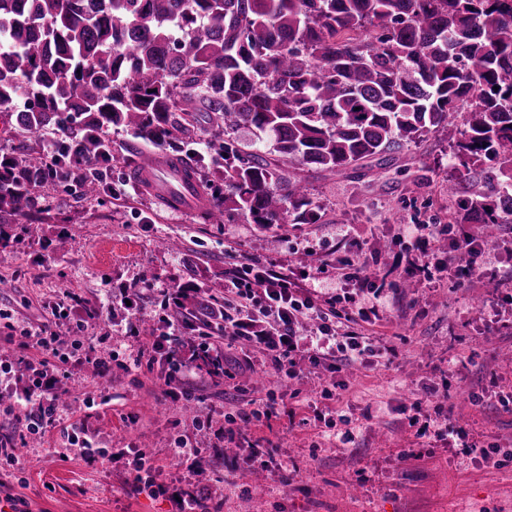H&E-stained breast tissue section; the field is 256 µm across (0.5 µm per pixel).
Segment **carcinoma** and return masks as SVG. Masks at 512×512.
<instances>
[{
  "instance_id": "1",
  "label": "carcinoma",
  "mask_w": 512,
  "mask_h": 512,
  "mask_svg": "<svg viewBox=\"0 0 512 512\" xmlns=\"http://www.w3.org/2000/svg\"><path fill=\"white\" fill-rule=\"evenodd\" d=\"M26 99L24 109L16 101ZM0 112L59 139L0 149V224L112 165V128L174 157L212 210L314 224L304 180L384 168L454 130L457 224L512 222V0H0ZM251 127L266 153L239 146Z\"/></svg>"
}]
</instances>
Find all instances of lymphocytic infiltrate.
<instances>
[{"mask_svg":"<svg viewBox=\"0 0 512 512\" xmlns=\"http://www.w3.org/2000/svg\"><path fill=\"white\" fill-rule=\"evenodd\" d=\"M414 230L415 247L425 262L408 263L403 269L405 276L420 273L430 279L443 272L452 278L478 276L477 259L485 252L479 228L452 224L444 230L436 224H418ZM441 234L447 235L449 242L444 258L438 257L431 247L432 240ZM341 276L353 285V293L341 300L322 298L286 272L240 263L224 280L220 307L204 312L209 322L221 326L220 335L200 337L188 356L183 353L185 339L180 317L188 298L177 288L167 293L164 331L122 354L113 351L101 356L94 346L79 339L65 347L45 326L21 327L18 349L24 354L22 363L28 380L16 391L13 403L4 412L12 416L21 433L41 436L59 429L69 444L79 446L85 460L94 461L106 457L107 449L96 447L90 439L79 438L75 426L64 424L60 414L57 390L69 364L90 366L102 379L111 377L116 366L136 373L160 369L162 396L177 401L191 396L193 380L227 376L226 352L239 344L244 347L243 361L262 355L278 377L288 379L299 374L296 357L300 354L307 357L311 366L324 363L336 370L366 360L375 355L376 345L364 328L379 321L380 314L377 306H365L357 294L362 290L377 294L381 287L377 278L369 274L364 259L345 261ZM306 317L318 319L319 325L315 333L303 336L298 334L296 325Z\"/></svg>","mask_w":512,"mask_h":512,"instance_id":"lymphocytic-infiltrate-1","label":"lymphocytic infiltrate"}]
</instances>
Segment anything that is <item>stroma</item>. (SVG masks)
Instances as JSON below:
<instances>
[{
	"mask_svg": "<svg viewBox=\"0 0 512 512\" xmlns=\"http://www.w3.org/2000/svg\"><path fill=\"white\" fill-rule=\"evenodd\" d=\"M454 137L431 133L359 183L301 168L318 222L262 228L243 216L216 224L135 188L125 165L135 140L112 132L114 160L100 199L86 198L74 181L46 186L40 240L0 251V308L15 325L48 326L67 344L82 336L105 354L124 343L131 321L159 313L174 283L223 296L227 249L285 268L309 251L333 266L356 243L385 276L383 318L368 329L381 352L371 365L340 372L299 359L300 376L287 387L269 367L240 364V349H232L230 378L195 381L191 414L182 402L160 400L155 374L116 367L107 382L70 366L66 385L76 401L69 415L108 455L85 461L62 452L58 434L48 432L22 452L25 483L0 478L9 492L30 512H176L174 498L188 486L204 490L207 512H512V461L479 462L454 438L433 434L461 426L477 445L512 449V405L498 401L512 395V251L486 252L478 280H406L393 268L398 256L418 255L408 225L449 221ZM163 237L182 241V250L157 248ZM70 294L98 317L79 324L54 314ZM332 383L341 391L327 403L320 390ZM235 387L249 398L278 396V416L251 423L244 443L223 436ZM431 388L441 397L420 415L406 410L411 394ZM474 393L483 403L471 401ZM421 421L431 433H419ZM345 433L351 443L340 442ZM178 439L199 449L197 460L173 455ZM254 442L277 448L274 464L253 459ZM137 453L153 461L163 495L124 488Z\"/></svg>",
	"mask_w": 512,
	"mask_h": 512,
	"instance_id": "35a3bbf8",
	"label": "stroma"
}]
</instances>
